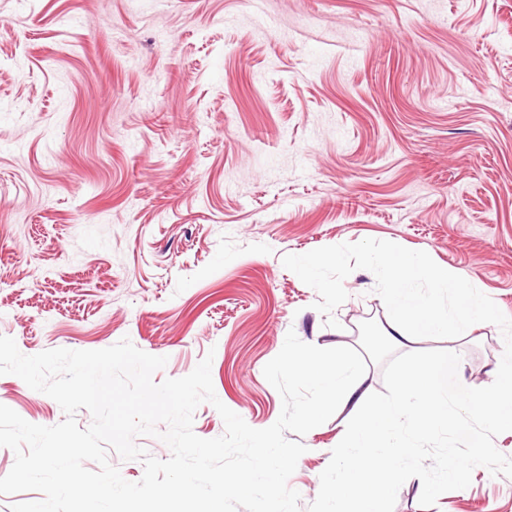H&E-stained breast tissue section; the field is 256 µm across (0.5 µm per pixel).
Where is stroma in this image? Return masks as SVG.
I'll list each match as a JSON object with an SVG mask.
<instances>
[{
  "instance_id": "1",
  "label": "stroma",
  "mask_w": 512,
  "mask_h": 512,
  "mask_svg": "<svg viewBox=\"0 0 512 512\" xmlns=\"http://www.w3.org/2000/svg\"><path fill=\"white\" fill-rule=\"evenodd\" d=\"M364 239L427 252L512 318V0H0V335L22 354L122 338L212 356L218 399L264 429L288 331L360 348L389 316L366 269L332 316L282 258ZM336 326H328V318ZM493 383L501 330L419 338ZM0 404L58 403L0 375ZM344 410L302 436L308 507ZM394 512H512V477Z\"/></svg>"
}]
</instances>
